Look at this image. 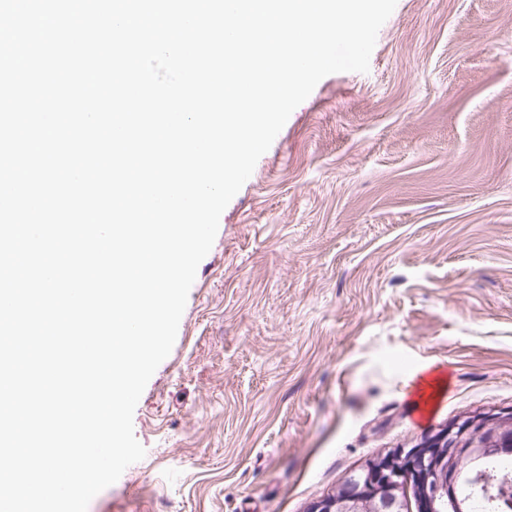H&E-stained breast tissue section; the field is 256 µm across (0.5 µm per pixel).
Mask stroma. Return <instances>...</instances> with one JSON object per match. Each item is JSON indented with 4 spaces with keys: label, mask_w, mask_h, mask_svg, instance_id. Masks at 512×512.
Instances as JSON below:
<instances>
[{
    "label": "stroma",
    "mask_w": 512,
    "mask_h": 512,
    "mask_svg": "<svg viewBox=\"0 0 512 512\" xmlns=\"http://www.w3.org/2000/svg\"><path fill=\"white\" fill-rule=\"evenodd\" d=\"M448 377L427 410L421 371ZM512 408V0H397L223 211L87 512H305L368 459Z\"/></svg>",
    "instance_id": "obj_1"
}]
</instances>
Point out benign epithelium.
<instances>
[{
    "label": "benign epithelium",
    "instance_id": "obj_1",
    "mask_svg": "<svg viewBox=\"0 0 512 512\" xmlns=\"http://www.w3.org/2000/svg\"><path fill=\"white\" fill-rule=\"evenodd\" d=\"M512 454V409L467 416L410 448L368 460L361 479L311 501L305 512H445L457 504L456 485L465 463L484 455Z\"/></svg>",
    "mask_w": 512,
    "mask_h": 512
}]
</instances>
